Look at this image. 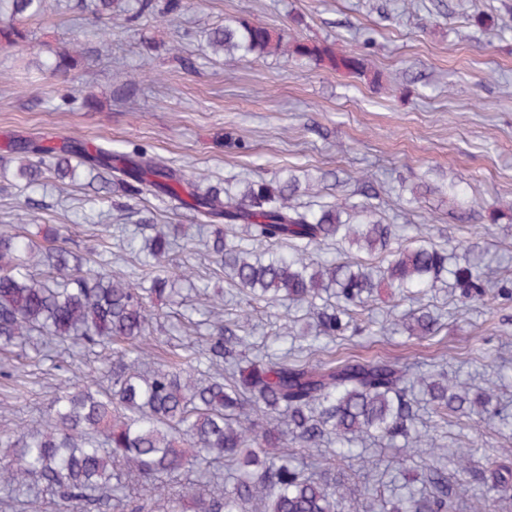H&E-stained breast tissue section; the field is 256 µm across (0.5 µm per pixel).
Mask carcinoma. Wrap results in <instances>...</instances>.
Segmentation results:
<instances>
[{"instance_id": "cac0c4a2", "label": "carcinoma", "mask_w": 512, "mask_h": 512, "mask_svg": "<svg viewBox=\"0 0 512 512\" xmlns=\"http://www.w3.org/2000/svg\"><path fill=\"white\" fill-rule=\"evenodd\" d=\"M0 1L8 3L0 42H29L18 22L38 14L43 0ZM185 8L186 0H129L126 12L132 19ZM199 38L214 56L286 55L366 73L358 55L243 18ZM77 66L68 51L38 64L63 75ZM8 152L20 160L17 176L32 189L49 178L72 180L80 170L93 178L109 172L114 181L102 186L103 200L116 184L128 198L152 193L188 206L207 222L205 251L238 293L268 307L285 301L305 307L313 325L280 356L251 357L248 316L226 318L223 301L215 300L206 335L161 357L150 339L153 301L177 303L179 282L196 289L186 268L170 270L177 226L145 224L141 236L125 239L120 250L136 260L128 275L112 270L106 250L71 251L55 225L46 226L38 251L20 233L1 230L0 378L22 387L20 360L53 345L74 357L95 355L102 377L62 380L42 427L18 425L0 435V512L42 504L57 512H246L249 506L255 512H361V498L345 475L330 473L320 446L335 443L369 465L352 448L364 438L389 447L407 442L402 466L420 448L429 449L426 488L398 498L392 512H463L468 493L494 503L512 498L511 468L487 471L468 453L450 456L436 435L418 428L423 404L441 419L466 411L509 425L512 415L498 402L495 385L473 393L442 371L324 356L336 337L363 333L359 315L380 288L402 299L441 284L463 305L488 295L511 301L512 279L487 291L472 251L450 253L419 235L404 239L371 203L307 208L298 203L301 182L292 173L205 186L139 147L119 152L105 144L26 139L11 142ZM184 192L191 201L182 199ZM324 246L336 247V256L312 259ZM353 248L377 262L350 259ZM390 330L433 336L437 317L419 307L395 316ZM290 447L311 452L309 467L288 459Z\"/></svg>"}]
</instances>
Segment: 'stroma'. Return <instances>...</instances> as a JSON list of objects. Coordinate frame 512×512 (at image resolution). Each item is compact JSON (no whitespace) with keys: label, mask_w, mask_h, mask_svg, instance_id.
Segmentation results:
<instances>
[{"label":"stroma","mask_w":512,"mask_h":512,"mask_svg":"<svg viewBox=\"0 0 512 512\" xmlns=\"http://www.w3.org/2000/svg\"><path fill=\"white\" fill-rule=\"evenodd\" d=\"M83 4L45 0L44 13L25 22L32 35L25 48L0 45V157L14 139L42 135L108 141L116 151L143 145L187 174L214 181L270 180L293 171L312 180L305 200L313 206L363 202V178L374 185L373 203L388 222L420 225L433 243L466 246L482 254L489 271L512 273V217L499 213L512 203V0H188L178 16L131 22L123 13L127 0H114L105 42ZM234 16L334 42L339 51L361 54L368 71L357 76L286 57L202 58L194 31ZM75 43L86 57L65 83L22 60ZM177 44L189 64L173 58ZM65 90L76 98L95 93L99 103L90 111L73 109L60 99ZM238 140L246 150L235 148ZM16 168L9 163L0 177V225L13 222L18 203L33 198L41 205L38 218L17 223L19 231L33 235L38 225H60L67 247L83 254L99 244L106 226L115 247L143 224H177L179 259L204 277L209 293L229 292L187 208L147 194L103 211L86 176L29 191ZM423 182L437 193L410 203L412 187ZM85 213L93 222L82 221ZM421 303L439 316L436 335L380 334L378 323L413 307L385 291L370 304L373 328L344 337L342 346L413 368L437 364L469 382L501 376L512 405V301L463 308L438 287ZM205 305L200 296L178 306L157 303L162 348L204 335ZM299 316L280 306L252 310L251 354L287 348L290 322ZM482 337L490 341L487 356L468 358ZM59 363L74 379L95 368L92 358L63 351L28 360L26 395L12 414L0 413V433L19 422L38 425ZM439 435L444 447L481 460L512 448V426L474 415H451ZM365 448L376 472L337 456L332 463L361 489L374 487L381 474L416 487V474H400L397 449L373 441Z\"/></svg>","instance_id":"1"}]
</instances>
